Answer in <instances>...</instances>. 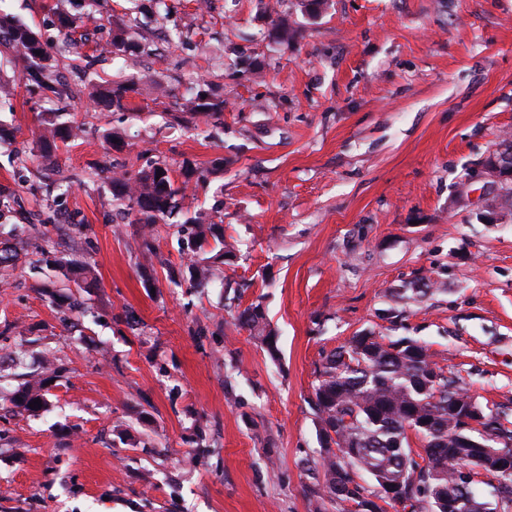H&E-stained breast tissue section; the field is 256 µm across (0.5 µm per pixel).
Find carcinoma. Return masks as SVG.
Here are the masks:
<instances>
[{"label":"carcinoma","instance_id":"1","mask_svg":"<svg viewBox=\"0 0 512 512\" xmlns=\"http://www.w3.org/2000/svg\"><path fill=\"white\" fill-rule=\"evenodd\" d=\"M63 51L78 46L67 16H59ZM0 45L11 49L24 64V76L45 94L59 100L71 98L68 83L61 80L57 64L43 55L36 34L29 28L0 16ZM133 85L112 87L93 83L89 97L98 107L120 112L128 109L127 92ZM184 112H224V99L213 93L205 81L196 93L181 104ZM61 114L40 116L38 145L40 157L53 159L62 145L74 140L80 127L60 121ZM205 180L203 172L187 168L183 180L172 176L162 160L138 170L121 171L110 177L112 199L133 217V222L151 226L175 208L176 197L185 195L192 178ZM192 252L212 240L218 250L188 267L190 287L201 288L224 278L221 265L233 256L224 243V226L205 213L188 220ZM12 244L0 242V274L9 275L15 265ZM70 280L90 288L95 282L88 264H73L64 258L47 260ZM237 320L277 358L278 339L267 328L262 308L250 304L239 311ZM61 368L49 359L42 371L30 374L12 393L0 398L18 412H38L29 403L41 400L47 407L50 381L60 377ZM467 394L463 377L449 373L431 360L429 349L403 337L385 340L371 332L358 334L339 347L323 363L313 386V405L319 418L325 490L330 499L344 505L346 512H496L492 503L480 498L474 486L484 477L495 479L502 509L512 506V474L496 468L497 455L512 456V429L499 411L485 406L484 429L472 432L459 427L456 415L448 412V402ZM414 433L422 448L416 455L410 445ZM374 480L371 490L356 479V472ZM398 487V497L390 499L386 487Z\"/></svg>","mask_w":512,"mask_h":512}]
</instances>
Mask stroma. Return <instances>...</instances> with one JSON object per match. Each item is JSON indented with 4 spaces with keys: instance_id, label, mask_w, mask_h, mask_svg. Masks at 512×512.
<instances>
[{
    "instance_id": "1",
    "label": "stroma",
    "mask_w": 512,
    "mask_h": 512,
    "mask_svg": "<svg viewBox=\"0 0 512 512\" xmlns=\"http://www.w3.org/2000/svg\"><path fill=\"white\" fill-rule=\"evenodd\" d=\"M165 3L161 26L154 0H0L49 57L62 11L88 34L83 53L120 28L143 49L137 68L104 54L69 74L134 81L112 112L30 93L0 46L16 85L0 99L14 132L0 193L22 199L0 227L19 253L0 278V367L52 354L65 369L47 409L0 408V512H341L315 468L311 398L326 357L364 331L421 340L512 421V215L483 221L505 190L481 169L512 135V0ZM281 18L288 36L272 38ZM203 80L221 116L180 112ZM63 108L82 137L39 163L38 119ZM157 159L208 177L153 225L148 264L108 178ZM196 210L237 247L231 290L169 280L191 258L182 224ZM45 251L92 264L79 309L51 308L63 276ZM257 302L279 361L235 319Z\"/></svg>"
}]
</instances>
